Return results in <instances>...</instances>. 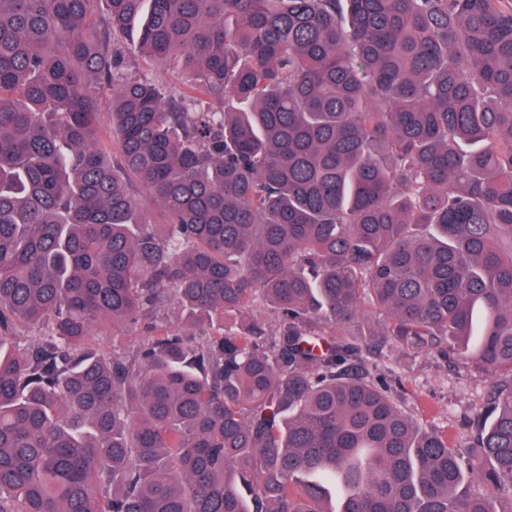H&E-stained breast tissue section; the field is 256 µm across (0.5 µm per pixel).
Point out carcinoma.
<instances>
[{
    "label": "carcinoma",
    "instance_id": "obj_1",
    "mask_svg": "<svg viewBox=\"0 0 512 512\" xmlns=\"http://www.w3.org/2000/svg\"><path fill=\"white\" fill-rule=\"evenodd\" d=\"M389 344L486 376L471 442L401 410ZM502 500L512 0H0V512Z\"/></svg>",
    "mask_w": 512,
    "mask_h": 512
}]
</instances>
